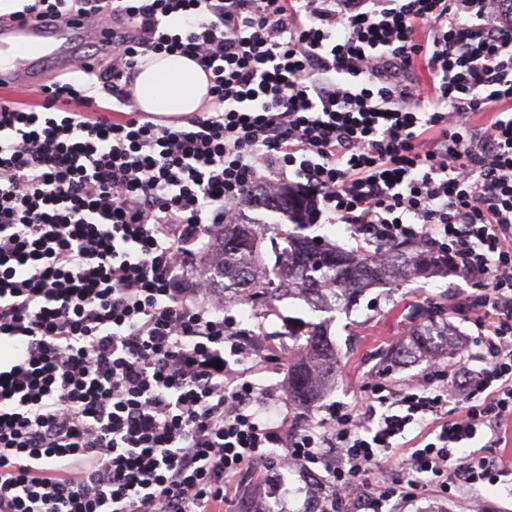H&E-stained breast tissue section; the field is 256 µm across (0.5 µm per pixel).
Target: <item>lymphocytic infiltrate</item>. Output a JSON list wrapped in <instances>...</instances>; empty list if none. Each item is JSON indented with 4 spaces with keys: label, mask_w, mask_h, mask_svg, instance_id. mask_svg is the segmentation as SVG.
<instances>
[{
    "label": "lymphocytic infiltrate",
    "mask_w": 512,
    "mask_h": 512,
    "mask_svg": "<svg viewBox=\"0 0 512 512\" xmlns=\"http://www.w3.org/2000/svg\"><path fill=\"white\" fill-rule=\"evenodd\" d=\"M100 2L8 15L105 11L112 59L100 96L72 76L0 105V512H222L273 448L256 512L311 464L316 512H405L511 476L512 0ZM151 53L196 61L212 109L132 110ZM289 176L356 241L435 244L483 333L296 431L198 271L247 193Z\"/></svg>",
    "instance_id": "f902f5d3"
}]
</instances>
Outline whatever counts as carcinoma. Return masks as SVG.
<instances>
[{
	"label": "carcinoma",
	"mask_w": 512,
	"mask_h": 512,
	"mask_svg": "<svg viewBox=\"0 0 512 512\" xmlns=\"http://www.w3.org/2000/svg\"><path fill=\"white\" fill-rule=\"evenodd\" d=\"M244 207L281 215L293 224L262 222L225 224L215 242V255L205 272L224 277V292L242 301L268 307L286 295H303L316 308L328 309L349 303L354 294L381 281L398 282L409 276H426L448 268V260L431 250L405 244L387 246V262L358 251L329 248L315 237L300 234L309 226L307 202L286 186L274 194L256 193ZM273 230L274 264L262 256L265 232ZM408 340L391 347L383 357L387 366L418 352L439 347L448 335V309L429 301L413 306L408 314ZM288 339L305 352L303 360L288 366V398L295 403L313 399L322 383L336 373V348L322 327L288 324Z\"/></svg>",
	"instance_id": "carcinoma-1"
}]
</instances>
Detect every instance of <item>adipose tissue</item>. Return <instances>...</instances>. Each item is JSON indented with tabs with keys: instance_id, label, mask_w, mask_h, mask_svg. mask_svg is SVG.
<instances>
[{
	"instance_id": "ef3b65f1",
	"label": "adipose tissue",
	"mask_w": 512,
	"mask_h": 512,
	"mask_svg": "<svg viewBox=\"0 0 512 512\" xmlns=\"http://www.w3.org/2000/svg\"><path fill=\"white\" fill-rule=\"evenodd\" d=\"M209 78L188 57L150 55L133 83L141 111L165 117H186L209 103Z\"/></svg>"
}]
</instances>
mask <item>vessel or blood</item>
Returning <instances> with one entry per match:
<instances>
[{
  "label": "vessel or blood",
  "instance_id": "b4317fda",
  "mask_svg": "<svg viewBox=\"0 0 512 512\" xmlns=\"http://www.w3.org/2000/svg\"><path fill=\"white\" fill-rule=\"evenodd\" d=\"M54 39L61 49L57 54L59 69H69L80 64L96 66L99 60L111 57L112 44L106 27L94 14H69L46 25L31 20H21L0 29V51L7 55L0 62V100L11 101L29 86L41 83L42 76L36 63L45 50V39ZM92 43L94 55H80L82 43Z\"/></svg>",
  "mask_w": 512,
  "mask_h": 512
}]
</instances>
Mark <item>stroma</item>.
I'll list each match as a JSON object with an SVG mask.
<instances>
[{
  "label": "stroma",
  "mask_w": 512,
  "mask_h": 512,
  "mask_svg": "<svg viewBox=\"0 0 512 512\" xmlns=\"http://www.w3.org/2000/svg\"><path fill=\"white\" fill-rule=\"evenodd\" d=\"M471 287L456 274L414 278L398 284L365 289L353 307L320 310L304 298L293 296L254 307L243 302L227 310L246 334L247 346L256 350L253 379L279 389L280 400L288 398L287 368L301 359L286 336L288 323L304 320L324 324L338 353L336 377L325 383L318 398L305 409L312 420L326 418L330 407L366 403L373 376L379 371L381 349L403 339L405 316L410 306L431 300L448 306V325L457 334L476 337L475 316L466 301ZM266 464L247 465L224 502V512H253L260 498ZM447 512H512V482L484 485L467 499L448 507Z\"/></svg>",
  "instance_id": "stroma-1"
}]
</instances>
